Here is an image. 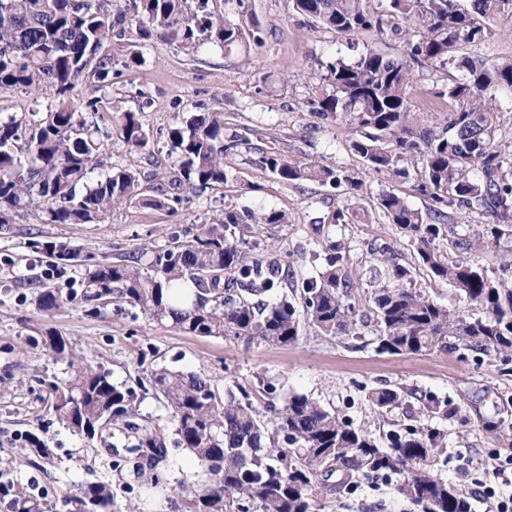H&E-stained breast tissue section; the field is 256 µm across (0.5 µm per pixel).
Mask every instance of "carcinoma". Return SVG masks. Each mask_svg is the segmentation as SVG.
Here are the masks:
<instances>
[{
	"instance_id": "cac0c4a2",
	"label": "carcinoma",
	"mask_w": 512,
	"mask_h": 512,
	"mask_svg": "<svg viewBox=\"0 0 512 512\" xmlns=\"http://www.w3.org/2000/svg\"><path fill=\"white\" fill-rule=\"evenodd\" d=\"M218 0H129L112 12V0H0V91L47 94L45 108L31 117L0 122V231L12 215L33 199L44 206L51 224H96L115 208L141 195L140 174L130 168L104 167L106 145L97 136L92 115L99 112L97 93L112 85L114 68L138 61L133 32L195 54L205 44L230 47L248 36L263 43V31H244L217 6ZM299 14L342 35L383 32L389 21L407 25V56L389 57L365 49L353 62L327 65L328 88L319 115L344 127L347 146L366 169L388 179L407 178L406 164L416 161V190L432 201L427 218L394 193L381 195L378 208L415 248L431 274L452 285L480 310L466 317L422 291L401 284L408 270L395 254L377 260L391 268L396 284L375 290L369 312L378 348L390 355L430 353L462 343L477 353L512 357V270L491 276L471 260L448 261L437 240L451 227L444 207L455 202L480 214L500 218L483 238H458L454 247L477 251L512 239V144L502 138L498 94L512 90V59L456 55L461 44H479L490 24L512 17V0H292ZM421 31V39L413 40ZM439 58L461 72L437 97L448 111L433 122L412 108L413 67ZM86 85L83 95L74 90ZM131 152L144 150L148 136L137 113L114 117ZM178 156L181 178L155 187L154 204L172 211L189 194L220 189L227 180L224 161L238 139L224 138V113L194 114L185 126L168 132ZM24 142V154L18 142ZM254 163L278 179L346 187L355 204L363 181L351 170L307 158L261 152ZM283 211H224V218L202 224L191 237H173L154 253L149 266L120 258L97 262L66 243L46 241L42 250L64 267L80 268V288L62 293L41 287L35 306L44 312L66 304L117 299L161 325L194 336L234 337L268 345L297 342L302 322L327 336H347L356 324L351 281L337 265L344 255L333 244L319 278L302 283L300 304L284 294L271 297L279 259L251 255L237 246V235L253 224H286ZM193 288L186 289L185 283ZM43 345L70 375L52 384L49 409L73 433L92 441L108 432L124 436L112 454L133 463L137 473L155 469L167 456L169 435L163 427L135 422V391L112 380L110 371L88 356L76 355L67 338L50 332ZM163 403L176 443L205 478L174 503L176 512H317L319 476L358 468L366 476H396V492L417 512H471L470 501L434 470L445 435L405 427L392 430L386 445L352 426L336 412L305 394H291L268 412L247 391L220 393L196 374L161 367L139 379ZM379 409L399 404L390 388L371 392ZM29 463L43 467L54 450L39 438H26ZM10 498L13 512H51L12 483H0V499ZM72 512H112V485L89 483L69 498Z\"/></svg>"
}]
</instances>
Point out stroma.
Returning a JSON list of instances; mask_svg holds the SVG:
<instances>
[{"label":"stroma","mask_w":512,"mask_h":512,"mask_svg":"<svg viewBox=\"0 0 512 512\" xmlns=\"http://www.w3.org/2000/svg\"><path fill=\"white\" fill-rule=\"evenodd\" d=\"M248 4L242 12L236 0H226L221 9L243 29L260 27L263 44L248 39L229 50L209 46L190 55L155 39L143 41L138 64L113 78L103 94L95 117L100 137L113 165L144 173L140 201L113 209L98 224L48 223L34 202L0 232V479L46 501L52 512H69L66 497L96 481L111 483L117 504L132 502L140 512H167L171 498L198 479L189 454L170 447L157 468L163 492L141 499L139 479L117 471L103 443L87 441L56 420L48 409L50 384L66 378L68 368L37 343L52 330L65 336L76 352L111 371L114 382L130 387L151 369L168 366L201 375L221 391L244 386L262 409L281 406L294 393L308 395L380 443L405 425L440 430L448 440L446 454L437 461L441 478L468 498L472 512H490L479 487L492 478L491 457L512 453V443L504 438L512 431V361L460 344L390 355L379 351L370 326H357L355 335L343 337L307 327L298 342L272 346L244 338L187 335L149 321L126 304L104 307L95 315L85 304L47 313L32 301L35 286L75 288L80 280L74 267L56 275L54 262L35 249V242L78 245L98 261L133 254L145 265L153 252L170 245L173 235L222 217L225 209H274L286 212L288 223L255 226L239 246L287 255L288 277L282 287L289 297L299 298L303 280L318 277L329 244L337 242L344 248L342 272L354 275L356 305L366 308L374 288L389 280L387 268L374 262L370 251L390 247L410 270L405 287L423 291L461 315H476V308L461 300L450 284L417 263L414 248L378 209L380 195L392 192L413 208L427 210L430 201L416 191L414 179L387 180L368 171L347 147L339 126L313 112L327 63L354 61L368 47L401 56L402 36L389 31L341 35L298 14L291 0ZM457 77V70L432 62L415 69L412 102L434 101L436 92ZM125 111L138 113L148 134L143 153H130L119 136L113 117ZM212 111L223 113L226 134L251 131L248 141L226 159L223 189L191 195L174 215L153 206L154 186L178 173L169 130L183 125L190 113ZM271 149L355 170L364 182L356 213H347L341 222L333 219L345 210L346 188L283 183L252 164V157ZM378 388L398 390L405 399L377 409L368 396ZM430 397L447 401V417L423 414ZM30 433L53 448L52 466L19 461ZM318 500L319 512H413L392 480L383 477L360 478L346 489L329 478Z\"/></svg>","instance_id":"35a3bbf8"}]
</instances>
